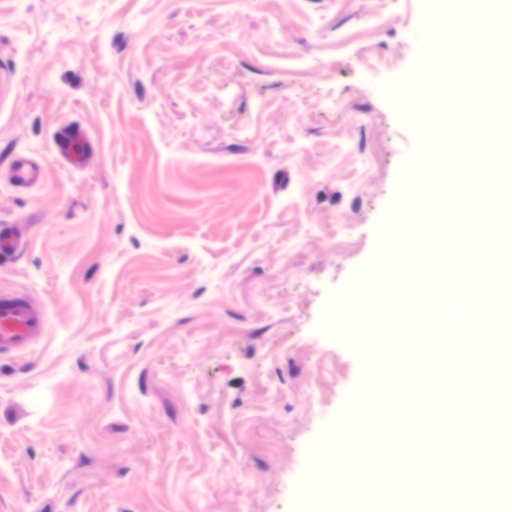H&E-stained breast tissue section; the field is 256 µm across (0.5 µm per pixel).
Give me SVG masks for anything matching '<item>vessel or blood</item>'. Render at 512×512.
<instances>
[{
  "label": "vessel or blood",
  "instance_id": "1",
  "mask_svg": "<svg viewBox=\"0 0 512 512\" xmlns=\"http://www.w3.org/2000/svg\"><path fill=\"white\" fill-rule=\"evenodd\" d=\"M55 149L67 165L84 168L93 147L81 128L65 129L55 140ZM46 168L30 154L17 153L10 165V181L16 188L41 185ZM45 305L24 292H0V355H16L36 346L48 332Z\"/></svg>",
  "mask_w": 512,
  "mask_h": 512
}]
</instances>
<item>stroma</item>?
<instances>
[{
    "mask_svg": "<svg viewBox=\"0 0 512 512\" xmlns=\"http://www.w3.org/2000/svg\"><path fill=\"white\" fill-rule=\"evenodd\" d=\"M417 0H0V512H294L363 375L326 315L398 214ZM77 125L91 163L57 160ZM44 185L8 183L17 152ZM45 305L24 292H0V355H16L36 346L48 332Z\"/></svg>",
    "mask_w": 512,
    "mask_h": 512,
    "instance_id": "1",
    "label": "stroma"
}]
</instances>
